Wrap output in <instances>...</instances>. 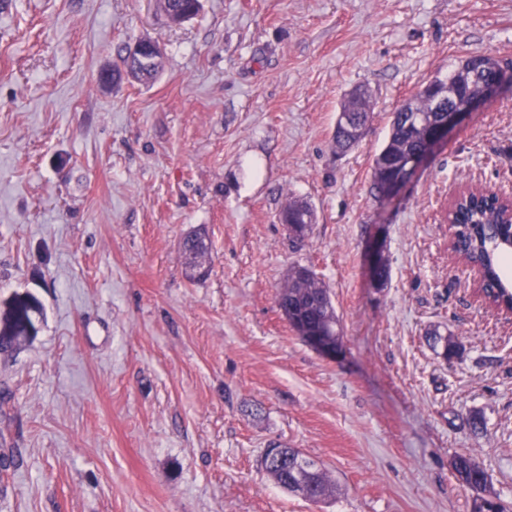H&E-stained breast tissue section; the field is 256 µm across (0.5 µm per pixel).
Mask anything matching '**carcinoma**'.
Returning a JSON list of instances; mask_svg holds the SVG:
<instances>
[{
  "label": "carcinoma",
  "mask_w": 512,
  "mask_h": 512,
  "mask_svg": "<svg viewBox=\"0 0 512 512\" xmlns=\"http://www.w3.org/2000/svg\"><path fill=\"white\" fill-rule=\"evenodd\" d=\"M447 83L450 96L479 91L478 82L471 80L460 68L448 77ZM405 108L414 115L415 123L407 124V115L403 112ZM405 108L392 113L387 141L374 158V186L381 194L387 193L382 161H398L413 153L419 146L420 127L430 124L437 116L424 89L419 92L416 101L405 105ZM341 110H352L364 118L359 132L344 138L335 134L336 148L347 151L362 139L372 113L369 100L365 97L345 100ZM454 222L459 226L455 237L458 253L477 269L480 284L492 302L499 307H512V288L502 278L500 269L501 257L509 253L508 243L512 241V220L509 219L507 208L485 197L464 198L454 212ZM208 254L209 244L205 234L194 232L193 238L186 240L182 253L189 278H195V269L204 267ZM277 304L285 316L295 311L313 325L339 324L328 288L314 275L296 277L288 273L286 282L278 292ZM37 314H41L39 307L31 312L26 307H16L13 300L8 303L0 312V353L14 350L20 340L27 339V324ZM427 341L434 349L442 347L439 355L445 359L454 352L451 341L436 329L428 332ZM284 452L288 453V457L278 463L263 462L265 472L277 485L315 503L334 494V483L314 460L295 448L286 447ZM453 468L461 483L479 493L485 490L488 474L470 456L455 455ZM474 512H506V507L496 499L479 496L474 502Z\"/></svg>",
  "instance_id": "carcinoma-1"
}]
</instances>
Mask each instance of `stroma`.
Here are the masks:
<instances>
[{
  "instance_id": "1",
  "label": "stroma",
  "mask_w": 512,
  "mask_h": 512,
  "mask_svg": "<svg viewBox=\"0 0 512 512\" xmlns=\"http://www.w3.org/2000/svg\"><path fill=\"white\" fill-rule=\"evenodd\" d=\"M144 38L158 76L104 88ZM475 51L512 61V0H202L176 26L158 0H0V307H41L0 354V512H472L459 453L512 504V315L478 297L447 218L459 189L512 194V87L397 193L373 187L392 112ZM362 86L373 120L337 153ZM293 201L315 215L298 246ZM296 266L330 291L336 356L277 306ZM276 442L335 497L276 485ZM123 57L129 60L149 59L158 61L161 58V50L155 41L151 39H141L137 41L133 46L128 47ZM193 239L186 240L182 253L183 264L190 279L200 278L195 276L196 268H203L209 254V244L204 233L193 232Z\"/></svg>"
}]
</instances>
